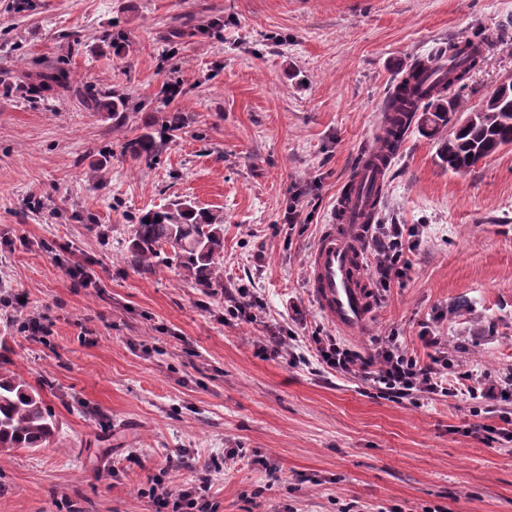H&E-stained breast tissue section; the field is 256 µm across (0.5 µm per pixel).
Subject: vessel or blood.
<instances>
[{"label":"vessel or blood","mask_w":512,"mask_h":512,"mask_svg":"<svg viewBox=\"0 0 512 512\" xmlns=\"http://www.w3.org/2000/svg\"><path fill=\"white\" fill-rule=\"evenodd\" d=\"M389 155L368 149L336 197L332 224L319 235L309 260V286L320 310L345 333L366 327L374 312L366 277V235L376 210L362 187L390 165Z\"/></svg>","instance_id":"1"}]
</instances>
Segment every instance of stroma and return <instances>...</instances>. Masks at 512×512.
Wrapping results in <instances>:
<instances>
[{"instance_id": "1", "label": "stroma", "mask_w": 512, "mask_h": 512, "mask_svg": "<svg viewBox=\"0 0 512 512\" xmlns=\"http://www.w3.org/2000/svg\"><path fill=\"white\" fill-rule=\"evenodd\" d=\"M488 37L465 117L512 82V0H0V354L58 423L52 444L0 453V512H165L224 449L218 512H512V443L468 433L473 400L392 401L364 381L291 364L336 334L307 287L309 258L398 78L451 38ZM66 85L43 89L47 67ZM180 93L168 98L166 87ZM114 90L117 114L85 98ZM153 162L125 153L151 130ZM450 126L414 121L379 224L422 226L409 279L377 291L360 351L429 324L462 369L512 370V146L465 174L440 159ZM177 199L224 218V284L196 288L125 262L132 219ZM297 203L300 222L287 227ZM81 264L91 284L71 278ZM246 288L260 321H225ZM39 317L48 344L22 332ZM282 325L299 339L265 358Z\"/></svg>"}]
</instances>
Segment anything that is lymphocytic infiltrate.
<instances>
[{
    "label": "lymphocytic infiltrate",
    "mask_w": 512,
    "mask_h": 512,
    "mask_svg": "<svg viewBox=\"0 0 512 512\" xmlns=\"http://www.w3.org/2000/svg\"><path fill=\"white\" fill-rule=\"evenodd\" d=\"M417 235V229L402 224L374 225L371 249L378 287L386 289L392 281L409 278L410 254ZM421 340L430 350L429 361L425 364L394 335L375 339L372 351L367 354L334 336L311 337L310 348L320 365L342 375L361 377L381 396L394 401L409 399L416 402L425 396L455 400L466 396L490 410L500 402L512 403V381L505 383L488 374L479 376L460 371L448 354L446 338L432 329H424ZM233 454V449L229 448L224 456L213 457L205 475L178 492H170L159 481L150 492L170 506L171 512H216L206 492L213 474L222 470L225 457Z\"/></svg>",
    "instance_id": "obj_1"
}]
</instances>
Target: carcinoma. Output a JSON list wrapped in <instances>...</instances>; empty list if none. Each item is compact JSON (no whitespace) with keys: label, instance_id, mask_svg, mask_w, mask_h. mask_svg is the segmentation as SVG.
I'll list each match as a JSON object with an SVG mask.
<instances>
[{"label":"carcinoma","instance_id":"obj_1","mask_svg":"<svg viewBox=\"0 0 512 512\" xmlns=\"http://www.w3.org/2000/svg\"><path fill=\"white\" fill-rule=\"evenodd\" d=\"M481 56L460 42H450L432 55L420 59L400 78L386 104L388 126L378 140L380 149L395 151L401 134L417 112H430L434 130L449 121L442 93L451 86H465L469 73ZM124 98L115 93L90 100L98 112L116 113ZM512 145V94L491 103L457 126L442 146L441 159L453 173H467L504 146ZM132 155L151 160L158 150L153 134L147 132L128 144ZM127 263L135 269L154 266L155 259L175 264L182 275L200 288L224 281L220 259L224 254L223 217L199 209L188 200H176L158 210L140 214L134 223V237ZM0 360V449L43 448L51 444L58 426L38 389L30 386Z\"/></svg>","mask_w":512,"mask_h":512}]
</instances>
